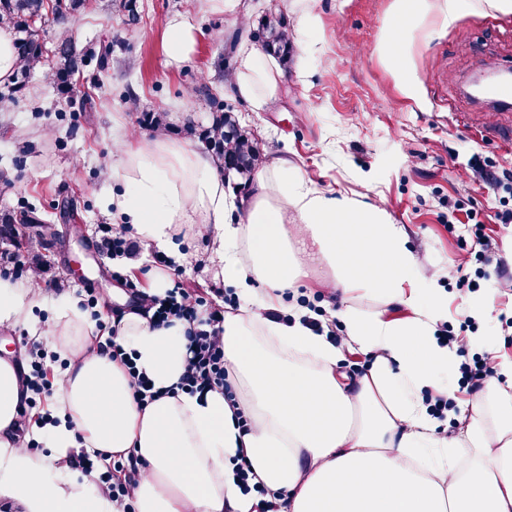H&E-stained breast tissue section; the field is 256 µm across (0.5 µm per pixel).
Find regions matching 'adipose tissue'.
Listing matches in <instances>:
<instances>
[{
  "instance_id": "ef3b65f1",
  "label": "adipose tissue",
  "mask_w": 512,
  "mask_h": 512,
  "mask_svg": "<svg viewBox=\"0 0 512 512\" xmlns=\"http://www.w3.org/2000/svg\"><path fill=\"white\" fill-rule=\"evenodd\" d=\"M425 0H395L399 26L384 47L388 64L417 86L408 49ZM281 82L273 59L246 47L237 56L231 89L263 111ZM110 177L127 190L107 209L133 225L139 238L172 248L180 234L210 237L225 281L242 302L224 316V365L237 386L186 393V325L155 326L129 312L112 337L133 367L97 346L88 316L70 294L60 296L52 344L68 360L61 372L52 422L42 434L51 453L34 458L16 441L29 391L22 366L0 357V498L23 512H121L93 476L69 466L77 448L133 455L139 464L137 512H512V360L499 356L496 337H470L487 353L494 374L469 401L457 433L438 434L421 394L447 393L439 371L454 356L438 336L448 320V269L424 270L406 231L379 210L307 187L280 160L260 169L242 223L227 222L234 204L211 157L177 141L119 145ZM298 222L287 225L289 214ZM325 267L334 288L374 296L383 310L347 306L324 316L283 309L281 294ZM43 291L0 277V326L27 318ZM397 306L402 317L386 315ZM340 320L348 347L372 356L363 375L337 371L339 351L329 334ZM162 395L147 407L132 398L130 369ZM251 419L238 428L235 411ZM248 464L252 492L236 477Z\"/></svg>"
}]
</instances>
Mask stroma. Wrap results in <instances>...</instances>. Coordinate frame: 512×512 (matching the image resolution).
Returning <instances> with one entry per match:
<instances>
[{
    "mask_svg": "<svg viewBox=\"0 0 512 512\" xmlns=\"http://www.w3.org/2000/svg\"><path fill=\"white\" fill-rule=\"evenodd\" d=\"M394 0H242L240 14L210 11L204 0H137L138 20L129 23L114 0H91L72 28L77 50L100 53L111 47L107 69L90 61L81 74L76 101L57 97L43 70L27 88L0 102V209H35L53 222L56 233L43 252L54 263L45 277L47 303L29 319L0 327V343L16 357L59 374L63 359L50 338L51 299L58 291L79 302L96 297L100 311L127 307L131 296L113 276L124 270L151 284L160 251L142 245L131 256H112L99 241L104 225L113 235L136 238V231L114 225L104 198L120 190L108 180L103 162L123 136L148 137L141 112L164 110L174 124L173 140L201 148L184 125L208 126L216 104H224L257 141L263 165L285 159L311 188L345 196L357 205L390 214L402 225L408 246L427 270L455 264L466 256L467 222L484 225L499 247L512 242V224L496 211L512 209V185L489 189L470 178L473 165L512 171V145L479 136L487 117L512 127V107L478 101L465 94L467 82L487 69L512 68V10L499 12L487 0H470L450 26L427 17L417 33L412 65L417 96H408L400 78L379 57L377 47L394 26ZM283 14L290 38L301 18L312 13L319 29L303 65L288 62L276 101L253 111L230 89L236 53L228 43L242 20L257 23L269 10ZM188 16L196 50L180 60L168 57L165 25ZM211 87L214 96L194 94ZM178 261L168 267L184 288L203 297L205 310L223 309L235 289L225 284L215 245L194 233L178 238ZM448 323L467 321L477 289L494 291V319L477 333L498 335L500 356L512 358V291L495 279L477 289L444 282Z\"/></svg>",
    "mask_w": 512,
    "mask_h": 512,
    "instance_id": "35a3bbf8",
    "label": "stroma"
}]
</instances>
